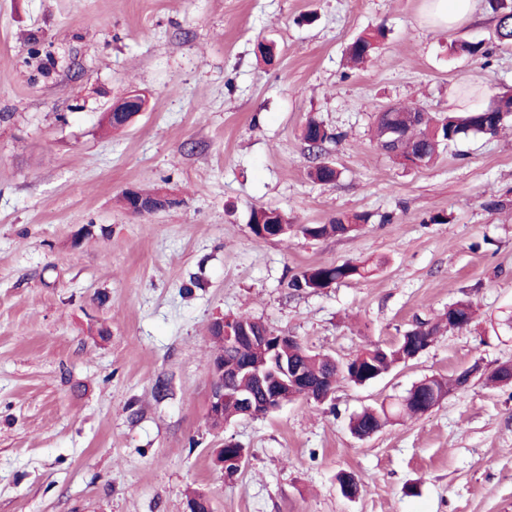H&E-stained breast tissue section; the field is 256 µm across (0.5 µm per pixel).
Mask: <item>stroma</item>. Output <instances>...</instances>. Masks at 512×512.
Masks as SVG:
<instances>
[{"mask_svg":"<svg viewBox=\"0 0 512 512\" xmlns=\"http://www.w3.org/2000/svg\"><path fill=\"white\" fill-rule=\"evenodd\" d=\"M476 6L448 31L428 0H0V512H187L194 491L213 512H512V386L483 383L512 364V120L423 167L374 139L385 109L462 112L512 90V47L494 42L488 0ZM362 36L375 49L355 66ZM478 41L487 56L456 50ZM132 89L147 111L108 130ZM311 118L341 135L323 154L336 183L309 176ZM134 187L179 203L133 215ZM255 207L370 220L264 242ZM344 262L375 271L288 286ZM460 300L470 327L378 380L206 420L215 319L246 312L344 361ZM467 368L468 387L428 413L351 433L363 409ZM228 442L247 451L232 475L217 460ZM369 273L370 270L360 264H320L309 267L300 275L294 276L289 282V288L296 291L313 290L338 281L366 278Z\"/></svg>","mask_w":512,"mask_h":512,"instance_id":"obj_1","label":"stroma"}]
</instances>
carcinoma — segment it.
Masks as SVG:
<instances>
[{
  "label": "carcinoma",
  "instance_id": "cac0c4a2",
  "mask_svg": "<svg viewBox=\"0 0 512 512\" xmlns=\"http://www.w3.org/2000/svg\"><path fill=\"white\" fill-rule=\"evenodd\" d=\"M493 8L498 12L494 40L500 46H512V6L504 3V0H495ZM373 48L372 39L361 37L351 44L350 53L353 58L360 60L369 56ZM510 105L512 94L505 93L480 109L450 112L430 118L425 117L423 112H413L409 108H399L395 112H379L376 116L377 144L388 155L400 153L405 158L417 156L422 165L426 166L434 159L439 148L450 142L470 134H496L506 119L512 115L503 111V108ZM134 116L135 113L126 111V106L123 105L121 109L112 113V119L106 121V124L115 130L123 129ZM301 137L308 156L314 160L309 169L310 178L321 184L335 182L338 178L337 170L321 164L319 157L323 155L325 143L339 139L340 135L331 133L322 124L310 120L303 127ZM369 219L370 215L362 213L335 217L327 224H292L286 213L276 208L261 207L252 209L249 225L258 240L265 239L261 228L269 226L277 228L278 241L288 238L293 233H300L312 239H322L333 235H348ZM369 273L370 270L360 264H320L294 276L289 282V287L296 291L313 290L338 281L366 278ZM471 320L472 307L469 302L461 300L449 305L448 311L441 315L439 321L420 322L400 336L396 343L387 347L377 344L366 345L345 363L327 355L313 354L302 345L291 346L286 353L288 359L299 366L310 389L314 390L324 383L340 379L360 384L366 379H372L373 373H383L392 365L402 362L409 354L408 343H413L416 348L431 345L443 327L448 325L463 328L468 326ZM232 321L238 326H248L255 335L269 331L262 321L246 313L235 316ZM209 333L214 343L220 347L216 358L222 360L224 364L240 363L252 355L251 347L247 344L229 345L224 342L221 337L220 321L216 320L211 324ZM460 385V378L457 376L451 379L434 377L429 379L427 384L420 382L412 387V396L406 395L396 403L364 409L350 421L351 433L361 438L368 437L388 425L397 413L418 415L420 405H436L448 395V390L458 389ZM224 389L228 394L248 390L255 395L263 396L261 386L248 378H226Z\"/></svg>",
  "mask_w": 512,
  "mask_h": 512
}]
</instances>
